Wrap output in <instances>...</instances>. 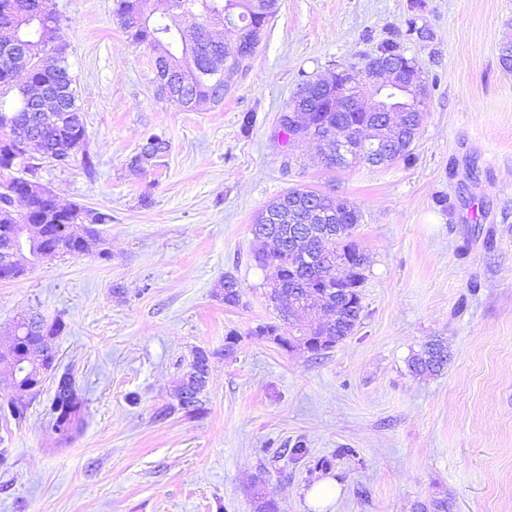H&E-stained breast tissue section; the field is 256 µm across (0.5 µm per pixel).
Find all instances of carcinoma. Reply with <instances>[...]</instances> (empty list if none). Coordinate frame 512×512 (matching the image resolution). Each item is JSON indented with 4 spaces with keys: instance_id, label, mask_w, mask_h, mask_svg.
<instances>
[{
    "instance_id": "1",
    "label": "carcinoma",
    "mask_w": 512,
    "mask_h": 512,
    "mask_svg": "<svg viewBox=\"0 0 512 512\" xmlns=\"http://www.w3.org/2000/svg\"><path fill=\"white\" fill-rule=\"evenodd\" d=\"M177 10L183 16H195L200 9L202 23L196 25L191 42L184 43L181 30L174 23L146 27L133 23L152 15L150 0H116L115 17L127 38L136 45H145L156 54V59L170 67L171 89L165 98L185 111H194L203 105L216 107L224 102L228 91L246 69L248 61L261 45L270 21L279 10V0H176ZM422 0H410L412 17L406 21L405 34L418 39L427 38V30L417 26V12ZM217 19L234 36L246 32L240 57L228 60L232 52L224 42L212 37L206 21ZM61 17L54 10L53 0H0V46L18 37L24 42L26 58L17 61L0 59V105L4 98L13 96L14 109L0 110V136L8 126L19 129L33 139L35 148L47 153L52 163L67 167L75 160L85 139V124L73 79L68 71L67 44L61 33ZM209 61L210 72H202L191 65V59ZM405 48L398 35L381 41L374 53L360 61V70L377 63L405 66ZM55 91L59 101L53 103L41 98L43 90ZM302 97L293 98L285 110H293L294 117L278 120L279 133L288 143L317 138L328 146L323 162L328 168L350 164L378 167L398 160H415L412 146L419 134L425 103L414 112H366L359 99L363 89L354 84L347 89L345 110L336 108V84L322 79L308 80L299 88ZM373 125L382 128V142L366 148L353 143L356 150L341 156L336 154V135L346 133L358 137L361 129ZM142 143L150 145L153 157L167 153L168 140L161 134L148 132ZM11 150L13 163L0 160V245H13L12 234L18 230L15 219L25 222L39 220L44 224L40 250H59L76 256L105 252L98 249L102 239L96 228L109 224L112 215L97 210L86 212L87 226L79 237H66L58 232V225L72 224L76 210L64 207L51 196L25 189V174L31 171L24 151L0 140V154ZM361 219L360 211L348 200L297 188L271 201L255 218L252 234L270 247L254 256L256 265L275 269V280L265 292L268 302L277 313L275 323L259 325L253 331L258 337H274L281 347L288 343L287 335L297 329L300 335L310 334L316 343L311 354L321 356L336 347L360 324L363 304L360 287L368 267L367 256L353 241L354 231ZM32 262L16 260L0 265V277L17 279L26 274ZM224 305L237 307L241 290L236 277L228 274L222 282ZM318 306L325 323L308 331L297 324L298 310ZM63 321L56 317L44 320L39 311L22 317L15 326V334L8 350L0 357L12 356L23 363L25 372L17 375L14 385L27 392V399L12 397L0 405V413L16 422L25 419L34 392L46 375L56 366V339ZM450 355L440 340H432L414 353L409 361L410 371L418 376L442 371ZM210 370V354L198 349L194 352L188 370L177 388V406L192 419L203 410L202 394ZM55 392L49 416L52 432L58 441L68 442L78 432L85 417L86 401L74 375L64 371L54 376ZM412 512H450L446 499L418 501Z\"/></svg>"
}]
</instances>
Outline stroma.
<instances>
[{
	"label": "stroma",
	"mask_w": 512,
	"mask_h": 512,
	"mask_svg": "<svg viewBox=\"0 0 512 512\" xmlns=\"http://www.w3.org/2000/svg\"><path fill=\"white\" fill-rule=\"evenodd\" d=\"M427 40H406L434 88L413 163L326 168L324 143L282 146L277 119L305 79L331 78L404 29L409 0H280L248 70L218 107L159 96L155 55L131 43L114 0H53L86 138L72 166L39 181L59 203L108 212L107 257L65 256L0 280V348L30 310L61 317L59 370L87 402L68 443L48 427L46 378L25 421L0 420V512H512V0H423ZM250 129H243L245 114ZM169 151L130 159L146 131ZM296 187L347 198L370 258L363 319L322 356L253 336L272 321V270L250 228ZM447 196V208L436 205ZM239 306L224 303L225 274ZM236 332L235 357L224 339ZM439 336V375L412 352ZM211 354L203 412L160 417L195 350ZM304 440L308 454L286 451ZM449 358L447 346L440 340H432L410 357L408 367L413 374L418 376L433 375L448 365Z\"/></svg>",
	"instance_id": "stroma-1"
}]
</instances>
